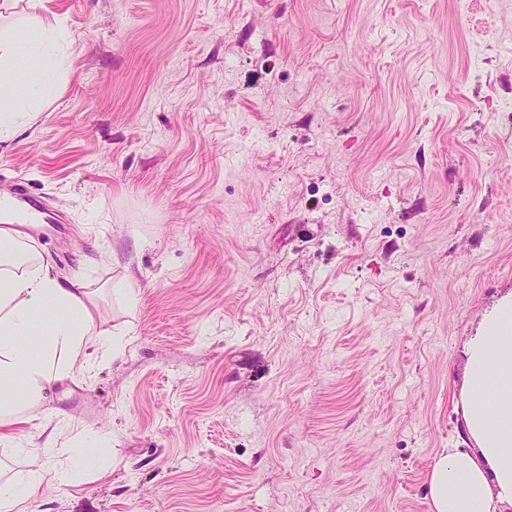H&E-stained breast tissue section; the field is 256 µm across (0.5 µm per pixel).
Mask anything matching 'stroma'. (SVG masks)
<instances>
[{"instance_id": "stroma-1", "label": "stroma", "mask_w": 512, "mask_h": 512, "mask_svg": "<svg viewBox=\"0 0 512 512\" xmlns=\"http://www.w3.org/2000/svg\"><path fill=\"white\" fill-rule=\"evenodd\" d=\"M62 91L0 144L128 267L119 357L23 441L109 428L45 512H431L464 345L512 293V0H56ZM112 295L127 307H134L142 293L140 282L128 271L112 278Z\"/></svg>"}]
</instances>
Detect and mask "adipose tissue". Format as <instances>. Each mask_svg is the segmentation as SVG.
<instances>
[{"label": "adipose tissue", "mask_w": 512, "mask_h": 512, "mask_svg": "<svg viewBox=\"0 0 512 512\" xmlns=\"http://www.w3.org/2000/svg\"><path fill=\"white\" fill-rule=\"evenodd\" d=\"M38 0L37 35L19 41L0 26V141L34 126L41 102L59 87L67 28ZM93 282L62 279L53 259L19 225L0 224V448L16 449L13 428L36 418L45 394L119 356L124 329H109ZM463 420L472 445L452 448L428 479L432 512H512V294L465 345ZM108 435L76 439L54 429L24 451V466L0 477V512H32L49 491L72 483L75 467L96 464Z\"/></svg>", "instance_id": "1"}]
</instances>
